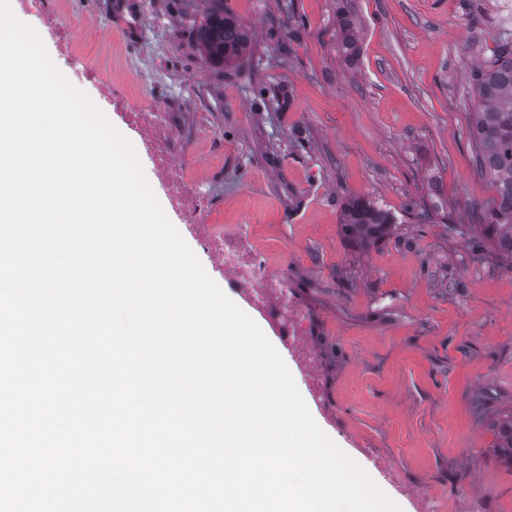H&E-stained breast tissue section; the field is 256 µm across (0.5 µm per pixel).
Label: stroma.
I'll return each mask as SVG.
<instances>
[{
    "label": "stroma",
    "mask_w": 512,
    "mask_h": 512,
    "mask_svg": "<svg viewBox=\"0 0 512 512\" xmlns=\"http://www.w3.org/2000/svg\"><path fill=\"white\" fill-rule=\"evenodd\" d=\"M208 7L96 0L95 35L74 55L184 114L214 222L252 225L314 317L323 399L283 358L321 430L358 464L359 444L377 449L437 512H469L466 473L512 512L493 431L512 417V267L475 225L495 190L470 138V71L496 47L498 0L480 20L469 0H224L251 33L225 68L194 37ZM345 17L352 56L336 48ZM353 197L394 213V235L366 250L346 239Z\"/></svg>",
    "instance_id": "35a3bbf8"
}]
</instances>
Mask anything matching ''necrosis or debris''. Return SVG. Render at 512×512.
Instances as JSON below:
<instances>
[{
    "label": "necrosis or debris",
    "mask_w": 512,
    "mask_h": 512,
    "mask_svg": "<svg viewBox=\"0 0 512 512\" xmlns=\"http://www.w3.org/2000/svg\"><path fill=\"white\" fill-rule=\"evenodd\" d=\"M17 4L33 18L35 30L52 40L56 65L71 66L73 46L82 39L84 24L92 17L89 8H82V23L76 26L49 9L47 0H17ZM76 76L94 88L109 110L136 133L172 210L183 218L215 268L223 272L227 285L249 299L274 328L298 360L311 394L320 397V371L310 344L307 308L289 289L287 279L273 269L267 253L253 244L249 228L213 223L209 199L190 174L184 131L172 113L158 105H138L130 90L105 81L94 67H82Z\"/></svg>",
    "instance_id": "1"
}]
</instances>
